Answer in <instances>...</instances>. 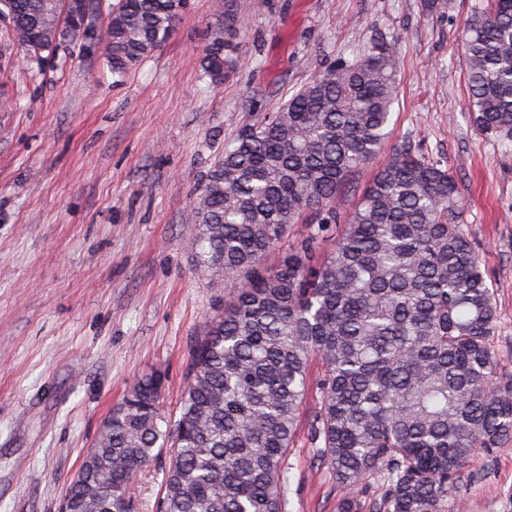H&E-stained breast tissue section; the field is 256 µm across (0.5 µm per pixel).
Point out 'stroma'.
<instances>
[{
    "label": "stroma",
    "instance_id": "35a3bbf8",
    "mask_svg": "<svg viewBox=\"0 0 512 512\" xmlns=\"http://www.w3.org/2000/svg\"><path fill=\"white\" fill-rule=\"evenodd\" d=\"M482 0H191L165 47L122 80L73 48L30 61L0 25V512H59L102 422L145 374L175 412L189 348L224 301L183 224L214 161L339 56L396 40L389 149L451 165L499 311L512 375V138L467 110L463 22ZM236 20L234 65L207 84L208 32ZM290 512H335L306 435ZM467 512H512V443L478 459Z\"/></svg>",
    "mask_w": 512,
    "mask_h": 512
}]
</instances>
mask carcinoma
I'll return each instance as SVG.
<instances>
[{
  "label": "carcinoma",
  "instance_id": "carcinoma-1",
  "mask_svg": "<svg viewBox=\"0 0 512 512\" xmlns=\"http://www.w3.org/2000/svg\"><path fill=\"white\" fill-rule=\"evenodd\" d=\"M99 58L123 78L173 36L187 0H118ZM8 37L42 64L83 43L57 0H0ZM224 31L204 78L224 80ZM476 128L512 137V0H487L460 31ZM394 41L327 63L282 108L241 131L208 171L186 223L195 267L230 287L190 346L179 414L163 377H141L103 422L68 486L69 512H131L128 491L164 453L157 512H290L291 454L310 393L313 458L336 512H463L480 457L512 441V377L497 374L494 291L463 219L452 168L385 149L398 93ZM314 216L309 232L291 226ZM375 487H370L368 478Z\"/></svg>",
  "mask_w": 512,
  "mask_h": 512
}]
</instances>
